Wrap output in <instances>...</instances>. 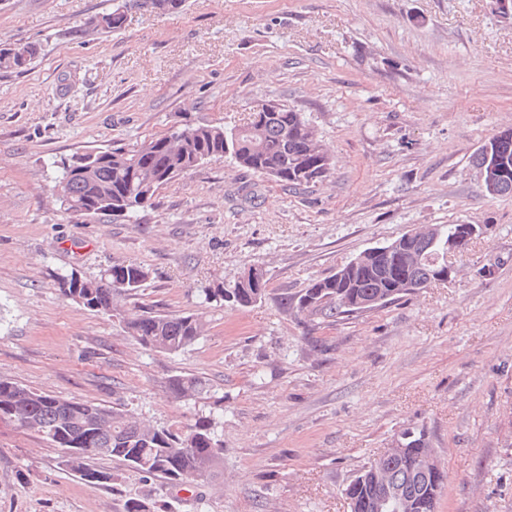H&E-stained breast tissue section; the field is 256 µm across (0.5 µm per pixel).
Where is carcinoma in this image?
Returning <instances> with one entry per match:
<instances>
[{"label":"carcinoma","instance_id":"1","mask_svg":"<svg viewBox=\"0 0 512 512\" xmlns=\"http://www.w3.org/2000/svg\"><path fill=\"white\" fill-rule=\"evenodd\" d=\"M147 0H121L112 10L95 17L91 25L106 32L118 31L127 22L128 4L140 7ZM39 53L37 43L28 41L0 45V70L24 71ZM507 155L512 162V137L495 134L473 154L471 162L481 169L487 149ZM323 150L315 130L303 113L281 105L275 112L263 113L261 120L249 118L241 126L184 124L170 133L145 140L131 147L121 146L93 154L74 157L70 163L60 162L56 185L61 205L67 211L75 207L87 209L90 216L122 217L137 223L140 209L157 192L180 174L206 160L230 157L237 166L271 177L283 187L296 189L327 177L332 169L329 155L315 156ZM449 236L432 245L415 244L424 253L420 265L396 263V255L383 257L372 269L360 272L346 284H336V274L311 280L301 292L285 296L280 305L296 316H317L332 320L344 314L361 312L351 306L356 300H367L380 292L394 291L388 299L393 303L408 294L395 285L400 278L409 281L427 279L428 270L448 264L445 244L455 238L456 248L469 242L461 225L448 224ZM260 277L237 279L226 288L220 284L201 288L204 302L217 306L247 308L265 299L268 279L263 269ZM149 270L130 264H115L99 278H80L63 287L74 274L59 278L60 294L87 309L121 319L128 333L143 347L177 353L194 344L204 332V322L197 315H170L142 311L131 316L121 301L134 295L149 279ZM321 296L316 305L302 304L314 290ZM168 392L176 400L198 398L209 392L201 377L175 375L168 380ZM0 418L37 432L52 445L64 451L62 464L91 483L115 480L109 473L91 467L96 457H117L145 478L162 477L174 485L189 480L208 482L220 473L224 442L215 433V421L200 416L194 422L175 427H153L110 409L89 402L62 399L0 378ZM419 435L407 440L408 452L402 458L385 462L392 477L407 482L415 500L441 496L444 486L433 487L416 469V458L423 446ZM373 465H368L346 487L350 512H363L362 502L375 494L371 483Z\"/></svg>","mask_w":512,"mask_h":512}]
</instances>
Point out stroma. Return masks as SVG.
<instances>
[{"instance_id":"35a3bbf8","label":"stroma","mask_w":512,"mask_h":512,"mask_svg":"<svg viewBox=\"0 0 512 512\" xmlns=\"http://www.w3.org/2000/svg\"><path fill=\"white\" fill-rule=\"evenodd\" d=\"M112 0H0V377L147 424L213 416L224 475L170 485L125 462L89 483L39 434L0 419V512H347L344 490L403 429L430 436L448 483L438 512H512V195L471 163L512 128V19L488 0H187L129 14ZM303 112L334 167L292 192L225 160L163 186L137 223L68 214L57 160L190 122L231 127L260 103ZM486 226L457 273L326 324L280 305L365 249L428 224ZM137 263L129 312L200 314L203 336L148 350L123 323L64 299L58 275ZM262 268L248 308L200 294ZM178 374L208 398L175 400ZM122 3H115L112 10L92 19L91 24L106 32L118 31L125 27L127 22L128 3H131V9L139 8L140 5L147 3V0H120ZM143 3H137V2ZM135 2V4H133ZM18 48H26V55H19ZM39 53V46L36 42L28 41L9 45H0V70L24 71ZM168 392L176 400H188L207 395L210 390L206 380L201 377L175 375L168 380Z\"/></svg>"}]
</instances>
